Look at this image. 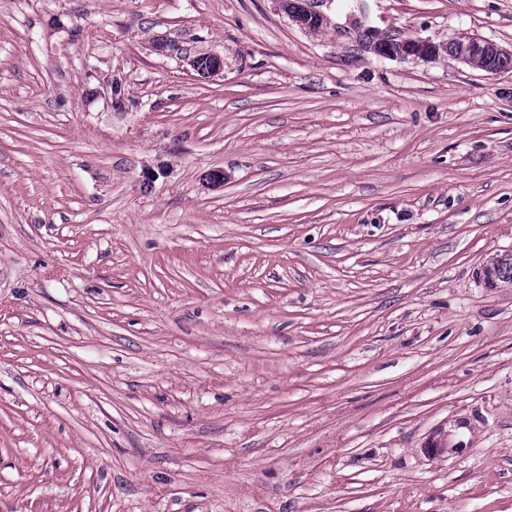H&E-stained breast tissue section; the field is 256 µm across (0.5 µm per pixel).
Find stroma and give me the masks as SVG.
<instances>
[{
  "label": "stroma",
  "mask_w": 512,
  "mask_h": 512,
  "mask_svg": "<svg viewBox=\"0 0 512 512\" xmlns=\"http://www.w3.org/2000/svg\"><path fill=\"white\" fill-rule=\"evenodd\" d=\"M304 5L0 0V512H512V0ZM279 9L304 30L316 31V25L323 24V16L306 9L302 1L275 0ZM364 36L367 47L380 58L430 59L449 55L474 69L487 73H503L498 64L512 61V52H506L489 41L474 36H459L447 42L434 43L428 39L396 40L374 29H367ZM448 46L450 49L448 50ZM483 276H487L492 288L512 287V252L499 253L484 265Z\"/></svg>",
  "instance_id": "1"
}]
</instances>
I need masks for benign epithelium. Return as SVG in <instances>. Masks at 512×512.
Here are the masks:
<instances>
[{
    "instance_id": "benign-epithelium-1",
    "label": "benign epithelium",
    "mask_w": 512,
    "mask_h": 512,
    "mask_svg": "<svg viewBox=\"0 0 512 512\" xmlns=\"http://www.w3.org/2000/svg\"><path fill=\"white\" fill-rule=\"evenodd\" d=\"M279 9L304 30L314 31L323 24V16L306 9L299 0H274ZM369 50L380 58L430 59L449 55L474 69L487 73H499L498 65L512 61V52H506L489 41L474 36H459L447 42L434 43L428 39L396 40L374 29L365 34ZM190 65L200 77L208 78L224 69V62L218 56L210 55L206 61L190 60Z\"/></svg>"
}]
</instances>
